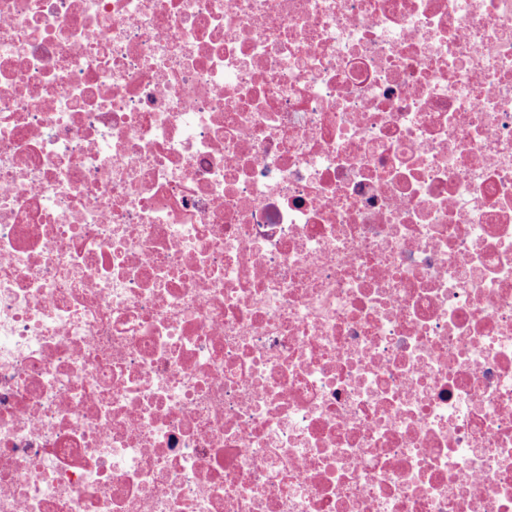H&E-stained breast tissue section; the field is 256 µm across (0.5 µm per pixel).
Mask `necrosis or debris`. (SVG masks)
Segmentation results:
<instances>
[{"instance_id":"necrosis-or-debris-1","label":"necrosis or debris","mask_w":512,"mask_h":512,"mask_svg":"<svg viewBox=\"0 0 512 512\" xmlns=\"http://www.w3.org/2000/svg\"><path fill=\"white\" fill-rule=\"evenodd\" d=\"M0 512H512V0H0Z\"/></svg>"}]
</instances>
